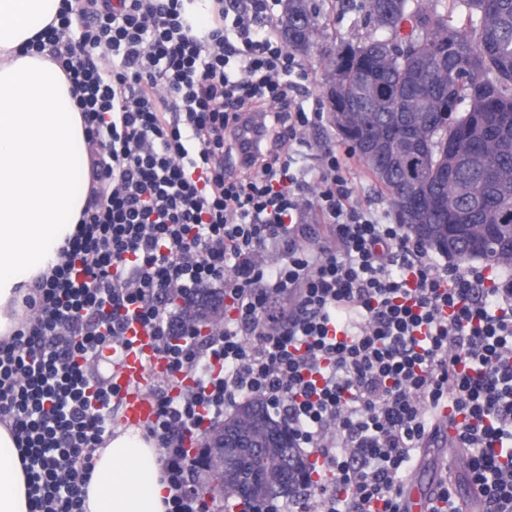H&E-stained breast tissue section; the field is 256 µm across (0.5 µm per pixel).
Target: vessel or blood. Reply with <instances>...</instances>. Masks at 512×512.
<instances>
[{
  "mask_svg": "<svg viewBox=\"0 0 512 512\" xmlns=\"http://www.w3.org/2000/svg\"><path fill=\"white\" fill-rule=\"evenodd\" d=\"M130 345L122 351L104 349L101 358L110 369V377L122 400L126 423L141 426L155 418V405L144 385L148 376L166 373V361L158 353L155 341L143 328L131 329ZM430 493L421 475H414L404 486L401 512H428Z\"/></svg>",
  "mask_w": 512,
  "mask_h": 512,
  "instance_id": "obj_1",
  "label": "vessel or blood"
}]
</instances>
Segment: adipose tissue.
Wrapping results in <instances>:
<instances>
[{
	"instance_id": "obj_1",
	"label": "adipose tissue",
	"mask_w": 512,
	"mask_h": 512,
	"mask_svg": "<svg viewBox=\"0 0 512 512\" xmlns=\"http://www.w3.org/2000/svg\"><path fill=\"white\" fill-rule=\"evenodd\" d=\"M61 0H0V335L53 266L88 201L90 152L61 68L23 47L54 23ZM160 453L137 428L95 453L86 512H166ZM0 512H29L20 451L0 426Z\"/></svg>"
}]
</instances>
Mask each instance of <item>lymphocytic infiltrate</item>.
Here are the masks:
<instances>
[{"label": "lymphocytic infiltrate", "mask_w": 512, "mask_h": 512, "mask_svg": "<svg viewBox=\"0 0 512 512\" xmlns=\"http://www.w3.org/2000/svg\"><path fill=\"white\" fill-rule=\"evenodd\" d=\"M185 2L62 0L29 45L65 73L91 152L77 231L0 338V424L30 512H85L121 408L97 357L135 323L167 364L145 427L167 512H224L186 443L252 395L320 473L298 512H400L442 405L461 417L451 445L479 512H512V273L460 269L373 220L333 146L312 189L292 159L324 112L304 109L280 0H210L201 30ZM205 288L229 303L223 328H177L174 299Z\"/></svg>", "instance_id": "lymphocytic-infiltrate-1"}]
</instances>
